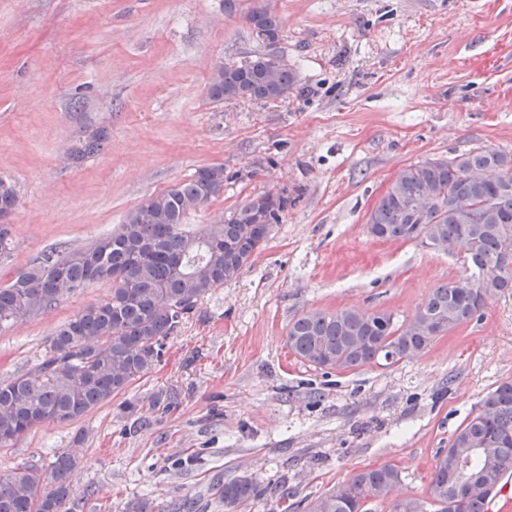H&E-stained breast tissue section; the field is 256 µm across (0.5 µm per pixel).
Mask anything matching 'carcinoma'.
Listing matches in <instances>:
<instances>
[{"mask_svg":"<svg viewBox=\"0 0 512 512\" xmlns=\"http://www.w3.org/2000/svg\"><path fill=\"white\" fill-rule=\"evenodd\" d=\"M245 18L263 50L241 64L213 68L211 100L275 101L296 86L297 74L284 56L274 58L268 42L282 36L272 0H251ZM224 186V166L197 169L192 177L149 197L130 212L120 229L87 248L51 250L5 287H0V328L20 315L45 311L64 297L59 280L75 292L109 282L110 295L87 306L59 327L44 359L31 370L0 382V447L14 445L46 422L76 421L109 402L161 361L165 341L205 294L236 279L266 242L288 207L260 224L251 201L224 217L216 237L185 228L187 214L202 207L208 193ZM15 189L0 179V219L11 214ZM367 223L376 238L418 243L420 239L467 246L461 288H434L411 319L388 311L343 308L303 314L288 324V350L301 362L328 374L366 365L393 366L425 349L436 337L479 321L476 293L512 291V269L500 266L512 247V154L474 149L448 159L427 158L402 168L371 210ZM512 380L489 390L478 412L437 451L429 495L437 512H482L483 497L512 469ZM486 444L474 459L472 485L455 476L452 448L468 441ZM77 457L66 449L47 465L22 464L0 474V512H82L71 498ZM401 482L393 464L365 468L341 486L318 496L306 512H372L391 500ZM247 478L224 483L227 512L262 496Z\"/></svg>","mask_w":512,"mask_h":512,"instance_id":"carcinoma-1","label":"carcinoma"}]
</instances>
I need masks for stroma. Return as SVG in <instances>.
I'll list each match as a JSON object with an SVG mask.
<instances>
[{"mask_svg":"<svg viewBox=\"0 0 512 512\" xmlns=\"http://www.w3.org/2000/svg\"><path fill=\"white\" fill-rule=\"evenodd\" d=\"M298 75L286 98L216 103L220 62L261 48L223 0H0V179L18 204L0 286L51 249L111 235L148 197L224 167V191L190 212L201 231L251 197L288 208L239 277L203 297L159 363L72 423L0 447V474L76 448L85 512L136 497L224 512L246 477L272 512L381 464L396 497L427 500L434 456L512 378V293L481 320L391 366L322 371L286 345L289 322L347 307L411 316L464 277L460 251L372 238L366 220L399 171L475 148L512 152V0H275ZM103 130V149L72 151ZM110 291L97 282L0 328V381L32 369L57 328ZM263 491L247 478L224 482L220 488V498L224 502L225 511H234L239 506L261 497Z\"/></svg>","mask_w":512,"mask_h":512,"instance_id":"1","label":"stroma"}]
</instances>
